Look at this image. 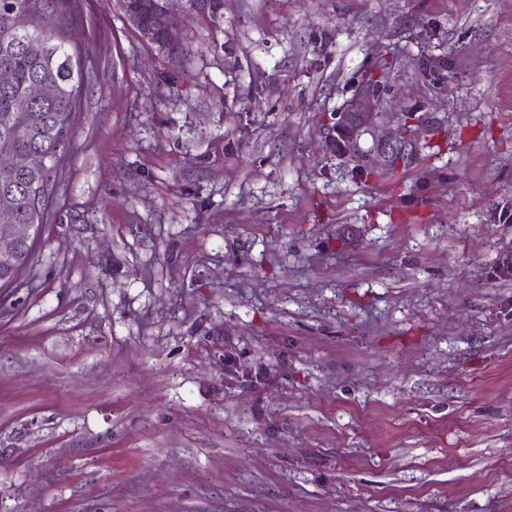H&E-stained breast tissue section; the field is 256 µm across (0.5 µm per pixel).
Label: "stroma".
Returning <instances> with one entry per match:
<instances>
[{
    "instance_id": "obj_1",
    "label": "stroma",
    "mask_w": 512,
    "mask_h": 512,
    "mask_svg": "<svg viewBox=\"0 0 512 512\" xmlns=\"http://www.w3.org/2000/svg\"><path fill=\"white\" fill-rule=\"evenodd\" d=\"M69 10L0 512H512V0H225L173 55ZM375 90L373 87H365L359 90L357 97L350 104L351 110L354 112H337L336 113V135L330 142V146L336 140L342 148L350 153L356 144L357 137L361 130L370 122L372 112H355L361 103L366 100H374Z\"/></svg>"
}]
</instances>
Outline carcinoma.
Masks as SVG:
<instances>
[{"mask_svg":"<svg viewBox=\"0 0 512 512\" xmlns=\"http://www.w3.org/2000/svg\"><path fill=\"white\" fill-rule=\"evenodd\" d=\"M194 14L215 21L224 0H192ZM126 12L142 24L164 8V0H127ZM63 0H0V68L12 75L0 86V156L37 153L42 162L28 169L0 165V224H24L26 238L0 254V288H10L30 273L39 229L47 223L68 164L70 143L83 108L78 55L53 30L68 24ZM45 80L54 95L28 98L32 83Z\"/></svg>","mask_w":512,"mask_h":512,"instance_id":"cac0c4a2","label":"carcinoma"}]
</instances>
